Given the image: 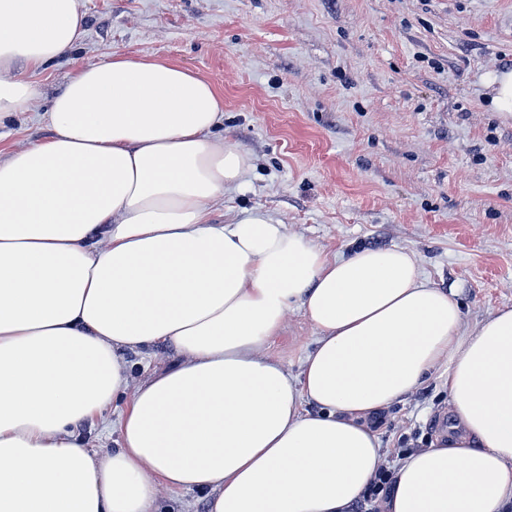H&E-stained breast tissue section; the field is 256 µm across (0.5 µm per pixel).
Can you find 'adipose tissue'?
<instances>
[{"label": "adipose tissue", "mask_w": 512, "mask_h": 512, "mask_svg": "<svg viewBox=\"0 0 512 512\" xmlns=\"http://www.w3.org/2000/svg\"><path fill=\"white\" fill-rule=\"evenodd\" d=\"M79 0H0V116L79 44ZM224 100L192 71L121 56L54 95L46 142L0 159V512H350L382 462L371 419L446 363L448 428L394 470L387 512H512V308L474 328L400 248L331 255L212 205L251 165L213 138ZM298 374L267 354L290 308ZM172 369L132 383L127 350ZM117 448L79 426L120 394ZM209 500L206 491H193L185 494L162 492L160 511L163 512H207Z\"/></svg>", "instance_id": "1"}]
</instances>
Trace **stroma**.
Listing matches in <instances>:
<instances>
[{
    "instance_id": "1",
    "label": "stroma",
    "mask_w": 512,
    "mask_h": 512,
    "mask_svg": "<svg viewBox=\"0 0 512 512\" xmlns=\"http://www.w3.org/2000/svg\"><path fill=\"white\" fill-rule=\"evenodd\" d=\"M85 35L15 77L27 111L0 117V154L50 139L56 92L115 56L191 69L224 99L213 135L251 158L213 217L261 213L330 254L398 246L453 289L465 327L512 308V116L489 107L488 74L512 65V0H80ZM315 330L288 312L269 349L292 373ZM134 380L168 370L161 344L126 352ZM123 402L83 423L112 449ZM448 410L438 374L378 429L386 466L429 448Z\"/></svg>"
}]
</instances>
